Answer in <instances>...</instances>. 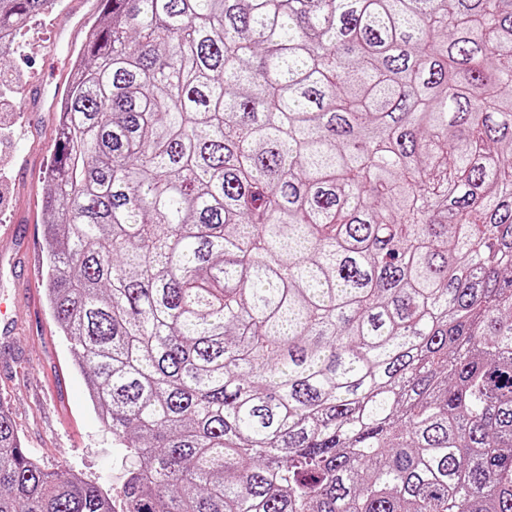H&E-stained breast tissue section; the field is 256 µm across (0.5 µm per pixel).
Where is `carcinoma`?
<instances>
[{"mask_svg":"<svg viewBox=\"0 0 512 512\" xmlns=\"http://www.w3.org/2000/svg\"><path fill=\"white\" fill-rule=\"evenodd\" d=\"M83 53L46 298L125 512H512V0H100ZM0 512L113 509L0 407Z\"/></svg>","mask_w":512,"mask_h":512,"instance_id":"carcinoma-1","label":"carcinoma"}]
</instances>
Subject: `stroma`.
Instances as JSON below:
<instances>
[{
	"mask_svg": "<svg viewBox=\"0 0 512 512\" xmlns=\"http://www.w3.org/2000/svg\"><path fill=\"white\" fill-rule=\"evenodd\" d=\"M63 14L33 18L17 36V48L0 58V225L33 234L32 248L17 253L13 238L0 237V302H15L20 328L0 335V399L27 448L49 471L69 468L110 495L125 480L123 450L101 424L84 377L76 370L70 343L58 332L45 296L48 243L43 205L44 178L54 154L57 114L29 100L34 84L55 91L80 49L56 39ZM55 56H48L49 45ZM27 163L28 179L17 175Z\"/></svg>",
	"mask_w": 512,
	"mask_h": 512,
	"instance_id": "obj_1",
	"label": "stroma"
}]
</instances>
